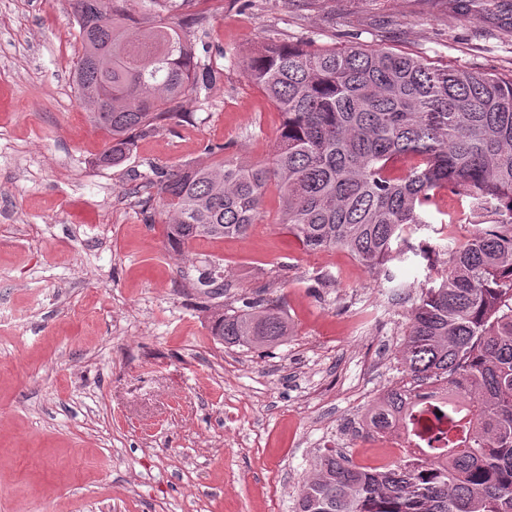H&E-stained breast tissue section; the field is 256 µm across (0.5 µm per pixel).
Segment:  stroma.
<instances>
[{"label":"stroma","instance_id":"35a3bbf8","mask_svg":"<svg viewBox=\"0 0 512 512\" xmlns=\"http://www.w3.org/2000/svg\"><path fill=\"white\" fill-rule=\"evenodd\" d=\"M222 0L187 37L217 80L136 140L121 165L95 158V128L73 83L82 54L70 0H0V512H293L319 451L371 439L352 427L388 389L408 313L440 276L449 243L438 194L406 254L367 270L341 249L304 252L269 189L247 236L167 244L146 209L157 174L224 155L268 162L281 117L242 60L275 40L353 41L512 73V0ZM207 255L236 298L282 297L292 334L264 351L214 341V300L182 284ZM407 287L390 297L386 271Z\"/></svg>","mask_w":512,"mask_h":512}]
</instances>
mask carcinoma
<instances>
[{"label":"carcinoma","mask_w":512,"mask_h":512,"mask_svg":"<svg viewBox=\"0 0 512 512\" xmlns=\"http://www.w3.org/2000/svg\"><path fill=\"white\" fill-rule=\"evenodd\" d=\"M191 2L71 0L82 55L75 83L106 134L99 167L121 164L135 138L179 115L210 81L182 33L200 17ZM246 78L281 113L270 167L223 159L164 172L158 200L177 249L242 237L263 213L270 185L280 224L307 252L340 248L369 270L407 252L441 190L451 223L490 224L448 251L441 280L411 309L399 363L410 385L367 416L409 421L426 386L448 411V435L390 468L367 469L326 448L302 485L296 512H512V74L431 65L359 42L309 49L269 42L244 61ZM188 287L224 296L222 259L192 266ZM228 345L275 348L290 335L283 302L244 301L212 316Z\"/></svg>","instance_id":"1"}]
</instances>
